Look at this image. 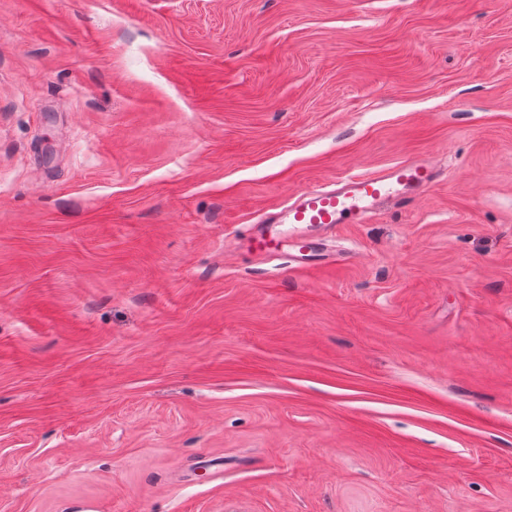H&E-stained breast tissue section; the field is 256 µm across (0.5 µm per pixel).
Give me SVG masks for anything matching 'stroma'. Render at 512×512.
Here are the masks:
<instances>
[{"label":"stroma","instance_id":"1","mask_svg":"<svg viewBox=\"0 0 512 512\" xmlns=\"http://www.w3.org/2000/svg\"><path fill=\"white\" fill-rule=\"evenodd\" d=\"M0 512H512V0H0ZM439 180L438 166L427 157H413L381 171L337 179L300 190L279 208L260 215L245 235L244 247L261 257L286 255L295 268H315L330 254L319 233L338 224H365L375 213L406 204L429 191ZM290 224L294 237L286 249L281 233L272 225Z\"/></svg>","mask_w":512,"mask_h":512}]
</instances>
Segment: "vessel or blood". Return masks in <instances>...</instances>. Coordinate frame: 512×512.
Wrapping results in <instances>:
<instances>
[{"instance_id":"1","label":"vessel or blood","mask_w":512,"mask_h":512,"mask_svg":"<svg viewBox=\"0 0 512 512\" xmlns=\"http://www.w3.org/2000/svg\"><path fill=\"white\" fill-rule=\"evenodd\" d=\"M438 180L439 168L430 158L413 157L377 172L302 189L284 205L262 213L244 246L261 257L286 256L296 268L322 266L328 257L322 232L366 223L383 209L421 196Z\"/></svg>"}]
</instances>
